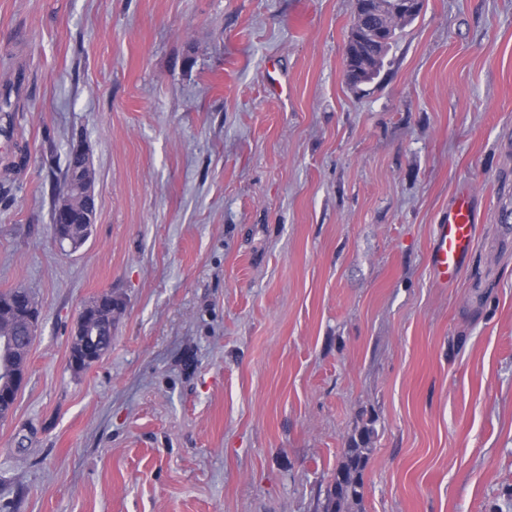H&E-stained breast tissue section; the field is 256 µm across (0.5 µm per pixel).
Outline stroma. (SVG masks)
<instances>
[{
	"instance_id": "35a3bbf8",
	"label": "stroma",
	"mask_w": 512,
	"mask_h": 512,
	"mask_svg": "<svg viewBox=\"0 0 512 512\" xmlns=\"http://www.w3.org/2000/svg\"><path fill=\"white\" fill-rule=\"evenodd\" d=\"M354 0H0V290L41 311L0 512H512V0H423L372 82ZM88 241L51 212L73 142ZM470 188L458 281L435 226ZM124 302L69 366L84 305ZM78 334H75L72 341L71 353L74 355L75 353L81 352L83 345L89 341H93L96 336V341L99 340L97 345H94L90 348H83V352L86 354V358L88 359H96L100 358L104 355L111 346L112 342V324H108L105 326L108 329V335L101 336V324L98 322L94 323H81L78 320ZM374 430L366 428L360 442L346 448L343 459L332 472L327 488L324 512H345L342 506L347 501L360 502L363 496V472L372 448H369Z\"/></svg>"
}]
</instances>
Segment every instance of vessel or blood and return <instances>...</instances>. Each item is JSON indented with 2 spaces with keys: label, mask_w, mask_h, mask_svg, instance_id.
<instances>
[{
  "label": "vessel or blood",
  "mask_w": 512,
  "mask_h": 512,
  "mask_svg": "<svg viewBox=\"0 0 512 512\" xmlns=\"http://www.w3.org/2000/svg\"><path fill=\"white\" fill-rule=\"evenodd\" d=\"M476 215L468 190H459L448 213L439 220L431 253L437 284H454L474 245Z\"/></svg>",
  "instance_id": "vessel-or-blood-1"
}]
</instances>
